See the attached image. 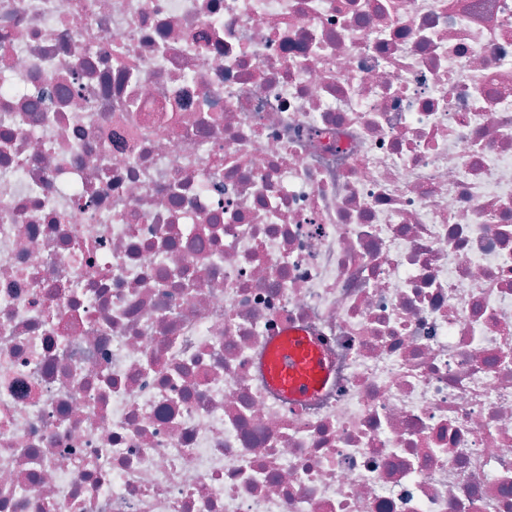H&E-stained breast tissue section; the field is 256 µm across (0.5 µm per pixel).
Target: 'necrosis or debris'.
<instances>
[{"mask_svg": "<svg viewBox=\"0 0 512 512\" xmlns=\"http://www.w3.org/2000/svg\"><path fill=\"white\" fill-rule=\"evenodd\" d=\"M0 512H512V0H0ZM267 375L286 399L299 401L318 393L330 373L319 344L309 336L291 333L272 344Z\"/></svg>", "mask_w": 512, "mask_h": 512, "instance_id": "obj_1", "label": "necrosis or debris"}]
</instances>
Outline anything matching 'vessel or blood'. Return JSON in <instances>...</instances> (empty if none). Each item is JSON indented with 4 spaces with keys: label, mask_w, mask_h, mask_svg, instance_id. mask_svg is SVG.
<instances>
[{
    "label": "vessel or blood",
    "mask_w": 512,
    "mask_h": 512,
    "mask_svg": "<svg viewBox=\"0 0 512 512\" xmlns=\"http://www.w3.org/2000/svg\"><path fill=\"white\" fill-rule=\"evenodd\" d=\"M268 380L286 399H307L325 385L329 369L319 344L300 333L275 341L267 361Z\"/></svg>",
    "instance_id": "vessel-or-blood-1"
}]
</instances>
